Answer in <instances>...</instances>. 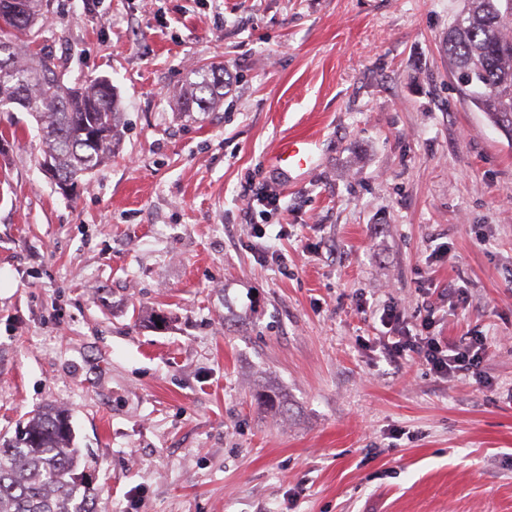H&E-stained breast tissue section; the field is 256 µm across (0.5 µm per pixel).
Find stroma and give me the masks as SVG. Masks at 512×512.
Instances as JSON below:
<instances>
[{"label": "stroma", "mask_w": 512, "mask_h": 512, "mask_svg": "<svg viewBox=\"0 0 512 512\" xmlns=\"http://www.w3.org/2000/svg\"><path fill=\"white\" fill-rule=\"evenodd\" d=\"M47 2L122 126L65 195L0 112V439L68 406L104 512H512V140L448 69L461 0ZM389 307L485 337L480 377L384 358ZM197 78L192 80L188 77L180 89L174 94L188 112L195 107L200 110L216 108L218 102L224 97V75L223 72L214 67H200L192 73ZM314 144L315 141L309 137H301L289 142L282 154L274 156V162L280 166L282 162L288 161V168L303 169L310 165ZM283 154H286L287 157L284 158Z\"/></svg>", "instance_id": "35a3bbf8"}]
</instances>
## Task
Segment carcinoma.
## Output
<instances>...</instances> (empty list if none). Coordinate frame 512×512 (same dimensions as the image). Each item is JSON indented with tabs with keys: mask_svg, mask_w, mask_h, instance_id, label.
Listing matches in <instances>:
<instances>
[{
	"mask_svg": "<svg viewBox=\"0 0 512 512\" xmlns=\"http://www.w3.org/2000/svg\"><path fill=\"white\" fill-rule=\"evenodd\" d=\"M45 0H0V110L31 115L42 132V161L55 183L75 185L112 159L122 120L112 83L61 81L25 8L44 13ZM448 26V67L465 78L461 90L495 127L512 136V0H462ZM175 98L185 110L213 109L224 97V75L200 67ZM69 409L48 406L0 445V512H99L86 464L63 430Z\"/></svg>",
	"mask_w": 512,
	"mask_h": 512,
	"instance_id": "cac0c4a2",
	"label": "carcinoma"
}]
</instances>
